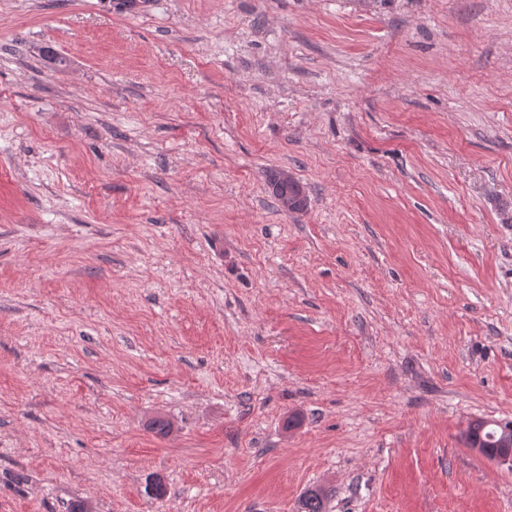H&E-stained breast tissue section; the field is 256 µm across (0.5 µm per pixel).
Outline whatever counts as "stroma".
<instances>
[{
    "mask_svg": "<svg viewBox=\"0 0 512 512\" xmlns=\"http://www.w3.org/2000/svg\"><path fill=\"white\" fill-rule=\"evenodd\" d=\"M477 417L512 0H0V512H512Z\"/></svg>",
    "mask_w": 512,
    "mask_h": 512,
    "instance_id": "35a3bbf8",
    "label": "stroma"
}]
</instances>
